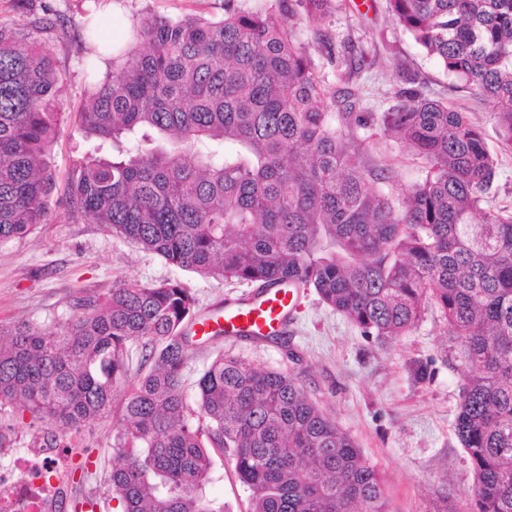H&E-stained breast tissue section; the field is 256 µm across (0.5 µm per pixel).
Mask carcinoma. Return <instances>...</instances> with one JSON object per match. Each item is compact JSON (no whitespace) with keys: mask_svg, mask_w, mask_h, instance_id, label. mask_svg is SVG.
<instances>
[{"mask_svg":"<svg viewBox=\"0 0 512 512\" xmlns=\"http://www.w3.org/2000/svg\"><path fill=\"white\" fill-rule=\"evenodd\" d=\"M14 2L34 32L79 42L88 75L112 67L74 113L97 146L69 172L71 217L203 278L312 289L380 344L434 305L470 367L454 419L475 477L466 512H512V210L485 209L496 161L467 113L412 78L379 113L364 111L356 84L330 89L292 27L301 14L320 25L341 0H224L218 19L152 15L121 41L101 37L103 0H86L78 28ZM388 3L393 23L491 107L512 148V0ZM61 82L46 44L0 17V244L50 220ZM368 125L428 169L401 198L377 187L385 169L358 160L353 129ZM199 317L177 280L79 299L63 323L0 336V408L44 424L35 444L65 448L132 381L109 474L121 512H224L206 487L227 449L250 512H389L379 471L297 377L220 349L188 395ZM134 344L144 355L131 380Z\"/></svg>","mask_w":512,"mask_h":512,"instance_id":"1","label":"carcinoma"}]
</instances>
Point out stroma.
I'll use <instances>...</instances> for the list:
<instances>
[{"label": "stroma", "instance_id": "35a3bbf8", "mask_svg": "<svg viewBox=\"0 0 512 512\" xmlns=\"http://www.w3.org/2000/svg\"><path fill=\"white\" fill-rule=\"evenodd\" d=\"M199 13L222 17L224 0H123L113 7L112 18L127 25L146 15ZM294 30L301 42H313L319 31L352 55L364 57L356 82L369 111L382 112L395 104L405 79L412 77L424 94L446 98L468 112L497 160L493 204L512 208V149L501 146L489 108L457 91L454 78L393 24L387 0H343L342 8L320 26L302 16ZM49 47L65 75L58 92L61 133L51 151V165L62 182L88 148L73 117L84 98L86 75L75 47L54 41ZM354 134L362 164L388 166L384 191L398 197L425 179L422 161L384 137L378 127L358 128ZM51 210L50 223L26 239L0 246L2 333L24 323L41 327L64 322L76 299H104L121 280L156 283L177 278L203 309L222 307L249 289L245 283L203 279L175 269L101 225L73 220L62 191H55ZM230 349L302 380L310 398L356 440L382 474L391 512H439L446 501L462 510L471 500L472 468L452 425L468 367L449 350L448 325L436 309H428L412 332L381 345L362 336L310 292L303 295L284 339L265 345L240 341ZM115 423V418L106 417L72 438L62 490L47 512H75V504L85 502L92 503L93 512H116L107 484ZM209 493L224 502L228 512H248V493L230 457L215 455Z\"/></svg>", "mask_w": 512, "mask_h": 512}]
</instances>
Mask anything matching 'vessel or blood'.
<instances>
[{"label":"vessel or blood","mask_w":512,"mask_h":512,"mask_svg":"<svg viewBox=\"0 0 512 512\" xmlns=\"http://www.w3.org/2000/svg\"><path fill=\"white\" fill-rule=\"evenodd\" d=\"M298 308L295 289L280 285L255 291L225 304L197 324L198 336L224 334L230 341L246 337L276 336L285 331Z\"/></svg>","instance_id":"obj_1"}]
</instances>
